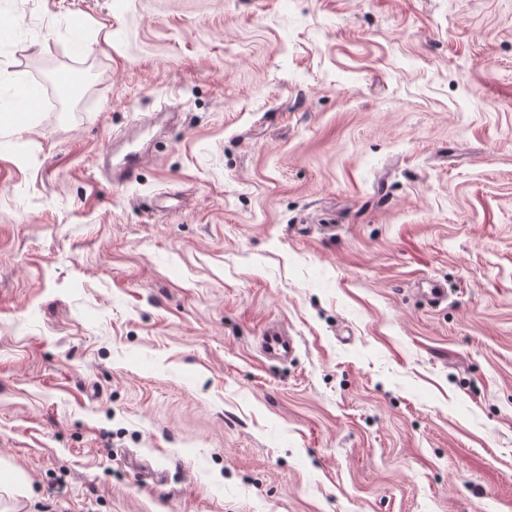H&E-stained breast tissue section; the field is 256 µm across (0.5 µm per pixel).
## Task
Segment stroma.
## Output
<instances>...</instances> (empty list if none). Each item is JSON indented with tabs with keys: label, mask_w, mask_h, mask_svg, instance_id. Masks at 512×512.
I'll return each mask as SVG.
<instances>
[{
	"label": "stroma",
	"mask_w": 512,
	"mask_h": 512,
	"mask_svg": "<svg viewBox=\"0 0 512 512\" xmlns=\"http://www.w3.org/2000/svg\"><path fill=\"white\" fill-rule=\"evenodd\" d=\"M0 27V104L43 94L0 134V486L29 485L0 507L512 512V0H0ZM273 320L294 361L259 356ZM141 163V155L137 152L125 155L113 165V180L119 183H131L137 180Z\"/></svg>",
	"instance_id": "35a3bbf8"
}]
</instances>
